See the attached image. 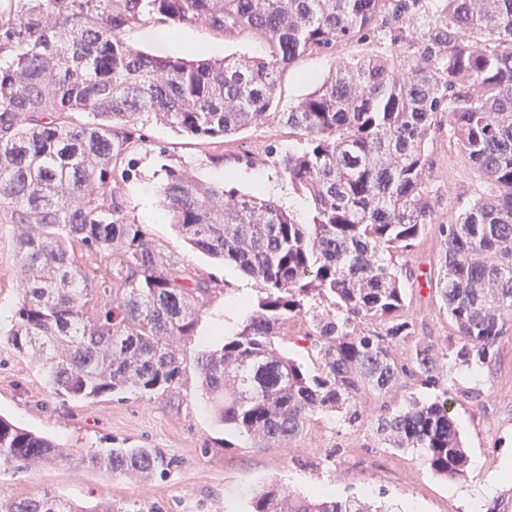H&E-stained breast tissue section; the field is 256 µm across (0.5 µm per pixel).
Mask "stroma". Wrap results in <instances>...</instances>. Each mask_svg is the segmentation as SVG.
<instances>
[{
  "label": "stroma",
  "mask_w": 512,
  "mask_h": 512,
  "mask_svg": "<svg viewBox=\"0 0 512 512\" xmlns=\"http://www.w3.org/2000/svg\"><path fill=\"white\" fill-rule=\"evenodd\" d=\"M179 33L202 44L207 58L260 56L266 50L262 41L248 35L225 38L201 25L176 29L156 16L126 29L124 39L146 53L174 57ZM335 57L312 54L296 60L282 77L280 110L311 92ZM137 124L151 144L138 153L134 171L122 185L128 208L162 253L201 277L213 278L219 290L203 308L194 337L184 344L181 374L169 388L143 397L125 393L66 401L48 388L40 363L16 353L7 341L19 299L18 261L15 227L0 223V416L62 443L70 454L69 462L33 470L0 467V491L14 497L52 491L88 507L108 501L116 512H249L255 493L276 482L296 495H312L319 487L331 488L342 497L366 495L391 512H489L497 495L507 488L497 474L512 462L511 332L497 344L490 368L454 370L447 383L435 389L405 377L384 397L366 396L365 421L354 427L321 414L301 439L268 446L214 421L195 356L222 345L225 334L215 330L219 322H226L232 334L241 329L249 313L233 311L232 305L242 296L256 301L258 286L235 267L215 262L185 241L160 202L161 164L166 159L184 163L206 181L253 195L258 189L250 176L259 174L271 186L268 198L302 216L307 200L264 162L269 145L285 151L296 147L297 140L274 120L245 129L221 144L181 135L145 115L138 117ZM247 152L257 159V166L238 163V155ZM217 153L225 155L224 164L211 162V155ZM428 153L433 160L430 183L443 198L441 212L472 205L485 183L460 154L448 127L431 135ZM442 249L433 223L413 251L393 257L396 266L413 272L406 284L404 317L413 323L416 338L439 348L460 343L435 294L433 279ZM412 396L447 400L470 455L466 478L437 475L418 453L383 447L372 437L369 421L382 406L399 407ZM141 446L175 459L167 477L139 482L80 464L97 451Z\"/></svg>",
  "instance_id": "stroma-1"
}]
</instances>
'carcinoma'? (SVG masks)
<instances>
[{"label": "carcinoma", "mask_w": 512, "mask_h": 512, "mask_svg": "<svg viewBox=\"0 0 512 512\" xmlns=\"http://www.w3.org/2000/svg\"><path fill=\"white\" fill-rule=\"evenodd\" d=\"M262 39V56L160 58L123 32L147 17ZM408 24L386 31V17ZM390 36L395 57L337 55L351 41ZM309 54L336 56L316 87L277 111L285 71ZM78 114L92 116L83 122ZM146 114L177 133L224 140L277 117L299 147L266 161L309 200L305 219L274 201L164 165L161 196L186 242L253 279L259 296L241 330L197 357L217 421L257 443L306 434L318 413L349 426L367 394L401 377L441 386L447 363L401 318L402 272L441 197L427 144L437 115L490 190L439 224L437 293L462 344L455 366L491 362L512 330V0H0V221L16 226L20 300L8 331L39 358L46 384L74 400L152 394L181 372L211 284L162 255L119 192L148 146ZM112 261L95 278L77 251ZM330 300L318 311L317 300ZM308 322L320 364L311 372L275 345ZM389 448L419 453L447 478L469 459L447 401L406 404L371 421ZM69 461L56 441L0 417V465ZM139 481L176 460L154 448H108L86 459ZM0 512L93 510L45 491L0 498ZM251 512H388L356 497L296 496L270 484Z\"/></svg>", "instance_id": "carcinoma-1"}]
</instances>
